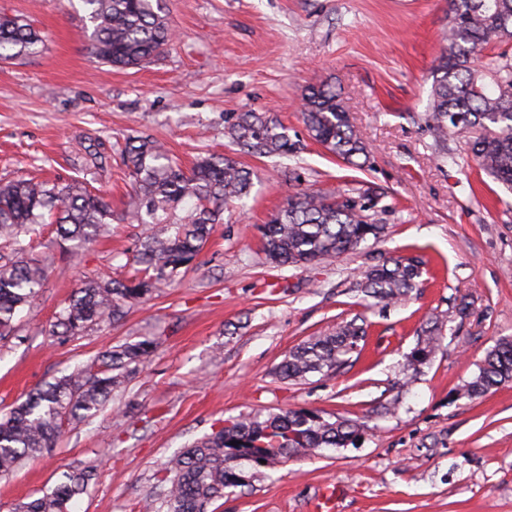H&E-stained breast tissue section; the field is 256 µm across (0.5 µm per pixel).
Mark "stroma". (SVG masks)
Wrapping results in <instances>:
<instances>
[{"label":"stroma","instance_id":"obj_1","mask_svg":"<svg viewBox=\"0 0 512 512\" xmlns=\"http://www.w3.org/2000/svg\"><path fill=\"white\" fill-rule=\"evenodd\" d=\"M176 33L159 57L117 69L90 53L80 0H0L28 20L44 51L0 61V183L88 180L115 219L71 252L54 226L31 238L49 260L46 285L0 341V411L52 378L92 364L125 342L160 338L142 370L97 415L70 425L54 448L0 476V512L42 496L64 472L93 467L73 512H156L169 459L225 419L287 409L358 420L357 445L297 455L250 487L226 489L208 512H313L324 488L335 512H512V384L462 397L486 352L512 337V192L481 173L465 139L441 161L422 116L441 53L448 0H163ZM328 83L367 141L363 167L309 138L306 86ZM262 112L288 129L298 152H238L224 119ZM148 136L183 166L205 154L254 173L243 208L225 213L193 266L171 287L74 341L50 343L60 304L82 280L127 277L139 224L121 221L132 193L118 155ZM380 194V241L313 268L267 262L258 227L290 187ZM396 252L424 263V284L402 303L364 307L356 281ZM468 302L466 315L457 306ZM364 317L368 334L338 375L280 381L296 345ZM439 321L436 355L406 357Z\"/></svg>","mask_w":512,"mask_h":512}]
</instances>
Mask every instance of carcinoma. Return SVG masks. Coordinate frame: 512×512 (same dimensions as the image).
<instances>
[{
	"label": "carcinoma",
	"instance_id": "cac0c4a2",
	"mask_svg": "<svg viewBox=\"0 0 512 512\" xmlns=\"http://www.w3.org/2000/svg\"><path fill=\"white\" fill-rule=\"evenodd\" d=\"M91 28L92 55L116 68L151 62L173 41L162 0H81ZM446 47L432 68L430 105L423 120L441 159L448 152V128L462 135L481 130L470 141L478 168L512 190V57L498 47L512 41V0H448ZM43 38L19 16L0 15V61L40 52ZM302 120L311 138L343 162L358 166L367 156L362 133L351 123L335 87L319 84L302 93ZM224 136L240 150L262 156L296 153L287 129L258 112H241L224 122ZM123 163L133 181L129 220L145 227L135 248L136 273L123 279H88L62 306L49 336L75 339L100 322L120 320L127 307L170 286L203 249L224 211L250 195L253 172L228 156L207 155L188 170L149 137L128 142ZM381 197L366 201L308 189L288 193L286 205L260 227L263 251L279 266L331 263L381 238L385 225L368 211ZM63 241L90 240L112 223V206L83 182L67 184L19 179L0 185V337L14 332L18 311L33 304L46 284L43 261L27 258L26 237L46 220ZM421 263L384 256L357 282L363 300L385 306L407 298L419 287ZM367 335L363 318L354 317L332 331L294 347L279 364L283 380L302 381L311 374L334 376L348 364ZM441 327L429 323L407 356V367L427 363L439 346ZM158 339L125 342L98 356L95 371L63 374L42 384L0 416V475L52 447L66 424L99 413L139 370ZM512 383V338L487 352L478 372L461 390L469 399ZM362 426L313 410L240 415L193 442L168 463L172 477L161 496L169 512H207L224 490L254 479L260 467L244 470L245 459L264 455L267 468L296 454L356 444ZM89 472L64 475L43 496L12 504L10 512H69L68 505L87 491Z\"/></svg>",
	"mask_w": 512,
	"mask_h": 512
}]
</instances>
